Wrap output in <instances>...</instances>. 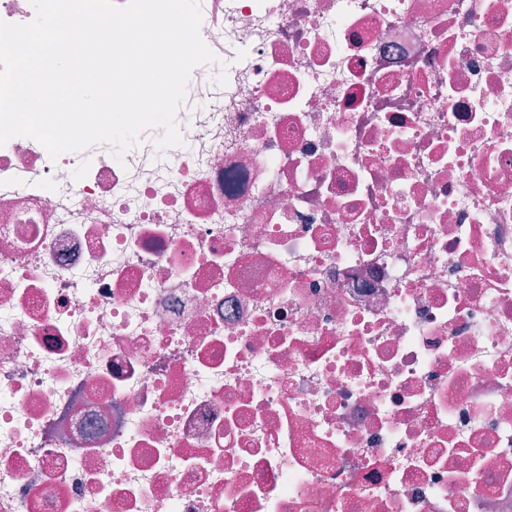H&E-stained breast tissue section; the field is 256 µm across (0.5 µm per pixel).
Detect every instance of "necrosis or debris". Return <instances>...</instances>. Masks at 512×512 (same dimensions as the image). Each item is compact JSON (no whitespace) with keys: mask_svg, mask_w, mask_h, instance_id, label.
I'll return each mask as SVG.
<instances>
[{"mask_svg":"<svg viewBox=\"0 0 512 512\" xmlns=\"http://www.w3.org/2000/svg\"><path fill=\"white\" fill-rule=\"evenodd\" d=\"M153 133L0 147V512H512V0H199Z\"/></svg>","mask_w":512,"mask_h":512,"instance_id":"4bbe7bcc","label":"necrosis or debris"}]
</instances>
